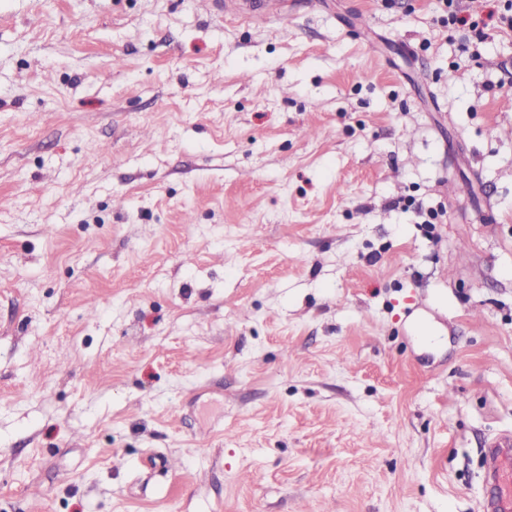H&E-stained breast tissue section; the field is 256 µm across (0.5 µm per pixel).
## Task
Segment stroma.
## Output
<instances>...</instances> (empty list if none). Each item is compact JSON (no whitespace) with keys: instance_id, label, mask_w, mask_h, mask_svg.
<instances>
[{"instance_id":"stroma-1","label":"stroma","mask_w":512,"mask_h":512,"mask_svg":"<svg viewBox=\"0 0 512 512\" xmlns=\"http://www.w3.org/2000/svg\"><path fill=\"white\" fill-rule=\"evenodd\" d=\"M224 2L0 0V512H478L512 30ZM228 3L231 6L225 5L227 13L234 19L247 21L250 20L254 12L261 6L268 7L277 13L278 17L284 16L287 13V1L285 0H268L266 2H257L252 0H233Z\"/></svg>"}]
</instances>
